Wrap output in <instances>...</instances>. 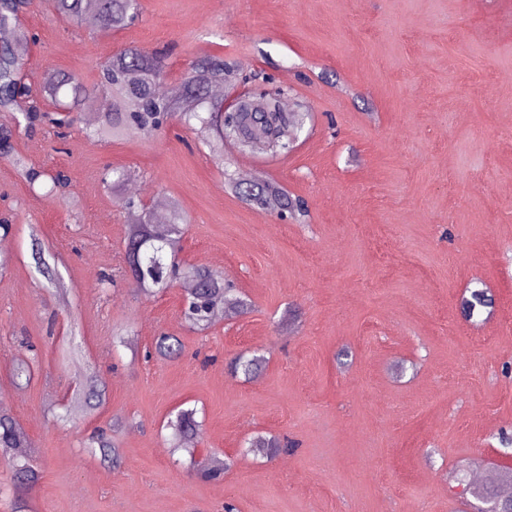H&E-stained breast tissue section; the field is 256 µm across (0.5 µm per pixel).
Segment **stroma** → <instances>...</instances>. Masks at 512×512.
<instances>
[{
    "mask_svg": "<svg viewBox=\"0 0 512 512\" xmlns=\"http://www.w3.org/2000/svg\"><path fill=\"white\" fill-rule=\"evenodd\" d=\"M139 21L101 32L28 0L29 82L96 78L118 50L163 53L169 83L206 55L247 79L287 86L312 115L290 155L214 159L173 126L106 144L82 129L17 137L15 151L61 170V193L32 192L0 159V389L38 450L33 512H472L458 476L497 481L512 467V0H141ZM121 193L178 203V259L223 272L248 303L208 329L187 323L182 284L138 292L124 273L132 222ZM258 174L303 199L280 221L242 201L228 178ZM120 193V194H121ZM39 238L60 275L31 257ZM113 282L104 286L102 274ZM491 307L462 313L471 290ZM182 355L152 357L157 336ZM264 355L251 380L227 361ZM37 355L17 385L18 360ZM105 386L93 413L75 398ZM196 409L195 454L166 448V423ZM118 466L88 453L113 428ZM263 435L292 452L250 451ZM226 463L219 482L199 471Z\"/></svg>",
    "mask_w": 512,
    "mask_h": 512,
    "instance_id": "stroma-1",
    "label": "stroma"
}]
</instances>
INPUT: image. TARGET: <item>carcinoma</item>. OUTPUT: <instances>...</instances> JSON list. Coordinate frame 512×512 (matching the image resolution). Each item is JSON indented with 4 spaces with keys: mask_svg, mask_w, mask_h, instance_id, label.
Instances as JSON below:
<instances>
[{
    "mask_svg": "<svg viewBox=\"0 0 512 512\" xmlns=\"http://www.w3.org/2000/svg\"><path fill=\"white\" fill-rule=\"evenodd\" d=\"M52 13L70 21H79L89 13L96 16L97 25L105 30H120L134 22L140 14V0H48ZM24 0H0V29L13 28L19 36L29 38V32L21 27ZM27 60L13 54L9 47H0V111L18 114L15 129H0V158L11 161L30 188H45L43 178L52 182L45 194L66 185L67 178L57 172L51 176L11 153L14 132L29 131L48 122L58 129L57 136H65L70 128L72 113L85 107L96 106L98 113L87 136L97 141H108L135 134L152 135L162 128V118L168 117L183 125L194 123L208 133L206 145L214 153L224 145V135L238 133L242 137L243 150L286 154L292 140L302 132L307 115L299 112L279 111L281 88L265 79V87L251 94L236 112H224L208 101L212 89L237 78L240 68L237 62L222 56H209L193 61L170 91L163 93L158 82L165 76V64L160 57L137 46H127L115 53L101 66L92 88L83 86L76 78L59 73L42 83L40 93L59 105L56 116L41 110L29 101L31 89L26 84ZM242 200L257 207L276 210L282 214L293 212L300 216L307 213L305 202L292 200L272 183L254 180L250 188L237 189ZM125 248V263L137 290L145 295L161 292L184 278L192 282L187 290L185 317L198 326L211 324L215 308L222 307L228 316L242 312L244 303L224 280L223 273L208 266L196 265L183 269L175 261L176 247L182 231L177 224V210L164 218L167 233L156 235L155 226L146 223V216H137ZM32 257L47 278L53 271L44 257V247L39 239L32 243ZM491 303L483 289L471 291L464 311L472 317ZM155 353L164 360L179 358L182 343L173 336L156 338ZM262 358L256 354L241 353L228 363L234 376L252 377L261 367ZM82 403L88 411L98 409L105 397V388L95 377L89 378L82 387ZM175 447L194 453V438L199 422L195 411L182 409L170 421ZM32 447L31 438L19 422L7 411L0 410V448L3 458L15 467V493L18 512L28 508L27 491L36 481V471L29 465L26 449ZM90 448L99 449L104 458L117 464L119 446L112 435L104 432L92 437ZM484 500H505L499 512H512V491L507 492L497 484L481 486Z\"/></svg>",
    "mask_w": 512,
    "mask_h": 512,
    "instance_id": "obj_1",
    "label": "carcinoma"
}]
</instances>
